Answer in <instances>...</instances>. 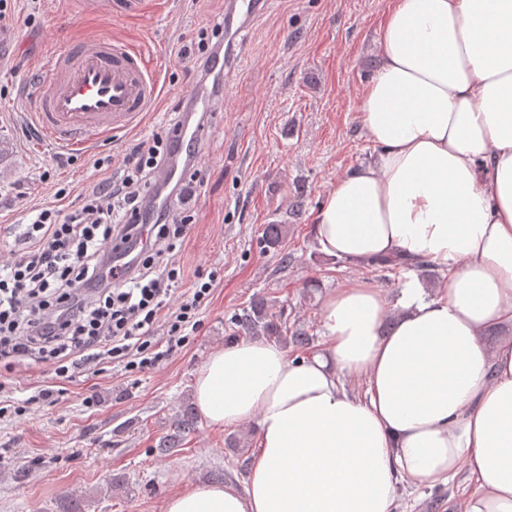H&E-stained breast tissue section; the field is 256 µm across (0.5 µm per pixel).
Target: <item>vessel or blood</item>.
Returning a JSON list of instances; mask_svg holds the SVG:
<instances>
[{
    "label": "vessel or blood",
    "instance_id": "vessel-or-blood-1",
    "mask_svg": "<svg viewBox=\"0 0 512 512\" xmlns=\"http://www.w3.org/2000/svg\"><path fill=\"white\" fill-rule=\"evenodd\" d=\"M266 0H226L224 5L225 68L236 63V39L242 26ZM45 92L33 120L49 141L64 150H81L101 138L132 128L162 93L157 74L142 51L106 37L90 36L57 53L43 65ZM204 131L183 126L170 164L158 172L166 184L181 171L187 149H199Z\"/></svg>",
    "mask_w": 512,
    "mask_h": 512
}]
</instances>
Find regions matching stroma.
Wrapping results in <instances>:
<instances>
[{"instance_id":"stroma-1","label":"stroma","mask_w":512,"mask_h":512,"mask_svg":"<svg viewBox=\"0 0 512 512\" xmlns=\"http://www.w3.org/2000/svg\"><path fill=\"white\" fill-rule=\"evenodd\" d=\"M225 0H147L140 14L122 13L113 0H16L14 20L0 31V266L19 256L32 209L63 208L89 190V156L122 166L139 141L165 135L197 78L179 44L222 18ZM389 0H268L238 37L239 58L224 73L210 132L197 154L196 222L174 257L190 288L197 273L218 271L200 325L187 345L155 368L132 376L117 365L58 382L57 404L0 418V512H66L79 497L81 512H160L165 497L192 483L243 486L242 456L256 451V421L215 429L197 420L180 448L154 453L173 431L194 380L209 355L226 344L231 322L254 296L268 299L288 326L323 335V299L344 282L363 279L388 302L400 296L393 275L322 255L311 224L326 194L373 148L362 128L360 97L373 70L379 24ZM35 25H27V15ZM93 34L139 45L162 87L160 102L141 126L79 151L56 150L39 133L31 109L43 88L44 60ZM302 211H293L296 197ZM267 224L288 227L294 261L264 249ZM47 364L7 370L0 399L20 401L45 381ZM56 381V380H55ZM95 407H85L87 396ZM469 490L464 477L435 488H404L395 512H458Z\"/></svg>"}]
</instances>
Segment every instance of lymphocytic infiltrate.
Returning <instances> with one entry per match:
<instances>
[{
	"label": "lymphocytic infiltrate",
	"instance_id": "obj_1",
	"mask_svg": "<svg viewBox=\"0 0 512 512\" xmlns=\"http://www.w3.org/2000/svg\"><path fill=\"white\" fill-rule=\"evenodd\" d=\"M223 52L220 22L179 49L206 83L214 80L212 61ZM171 155L170 141L155 137L135 145L119 174L95 159L100 178L77 207L59 209L68 196L61 187L54 204L38 208L26 251L0 276L1 363H48L63 380L106 363L139 373L189 341L219 274L179 288L182 271L171 256L195 216L187 210L173 215L160 202L155 175ZM119 249L133 251L134 261L117 276L112 253ZM178 290L180 305L167 310V298Z\"/></svg>",
	"mask_w": 512,
	"mask_h": 512
}]
</instances>
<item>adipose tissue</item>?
Wrapping results in <instances>:
<instances>
[{
    "instance_id": "adipose-tissue-1",
    "label": "adipose tissue",
    "mask_w": 512,
    "mask_h": 512,
    "mask_svg": "<svg viewBox=\"0 0 512 512\" xmlns=\"http://www.w3.org/2000/svg\"><path fill=\"white\" fill-rule=\"evenodd\" d=\"M360 103L372 160L350 169L311 226L329 257L445 270L403 313L365 280L329 291L322 349L240 339L194 382L201 418L258 425L243 488L196 483L162 512H392L400 486L466 470L461 512H512V0H391ZM362 380L363 393L345 381Z\"/></svg>"
}]
</instances>
